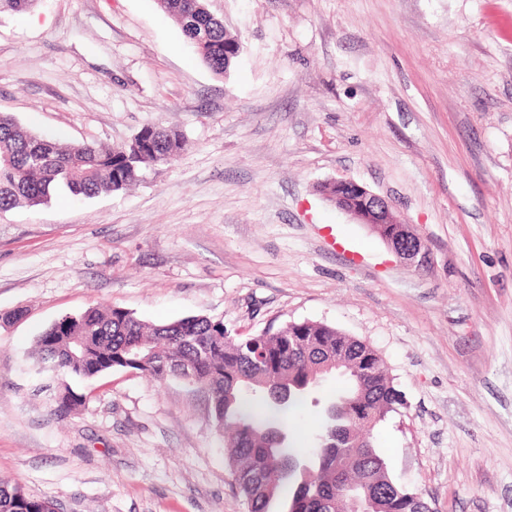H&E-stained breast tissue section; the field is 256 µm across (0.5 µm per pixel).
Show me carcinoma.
I'll list each match as a JSON object with an SVG mask.
<instances>
[{
    "instance_id": "cac0c4a2",
    "label": "carcinoma",
    "mask_w": 512,
    "mask_h": 512,
    "mask_svg": "<svg viewBox=\"0 0 512 512\" xmlns=\"http://www.w3.org/2000/svg\"><path fill=\"white\" fill-rule=\"evenodd\" d=\"M156 7L213 73H226L239 57L238 40L208 0H158ZM183 145L179 130L155 124L117 148L60 147L0 113V211L43 204L59 187L85 198L124 190L143 170L175 160ZM36 348L38 364L87 379L119 369L161 382L189 369L194 384L210 392L235 493L247 512H348L356 490L375 499L376 512H429L419 493L393 482L370 434L400 403V393L377 351L333 326L287 322L274 331L231 336L223 322L204 316L154 324L120 308L90 307L54 322ZM331 374L343 386L322 409L314 453L288 449L297 464L290 473L269 431L284 432L286 415ZM276 391L288 394V403L271 401ZM0 512H54V504L0 480Z\"/></svg>"
}]
</instances>
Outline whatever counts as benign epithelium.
I'll list each match as a JSON object with an SVG mask.
<instances>
[{
	"instance_id": "7a95c632",
	"label": "benign epithelium",
	"mask_w": 512,
	"mask_h": 512,
	"mask_svg": "<svg viewBox=\"0 0 512 512\" xmlns=\"http://www.w3.org/2000/svg\"><path fill=\"white\" fill-rule=\"evenodd\" d=\"M337 208L380 233L387 247L409 265L420 267L427 263L428 249L411 225L400 222L389 202L353 179L333 181Z\"/></svg>"
}]
</instances>
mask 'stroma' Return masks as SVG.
Masks as SVG:
<instances>
[{
    "label": "stroma",
    "mask_w": 512,
    "mask_h": 512,
    "mask_svg": "<svg viewBox=\"0 0 512 512\" xmlns=\"http://www.w3.org/2000/svg\"><path fill=\"white\" fill-rule=\"evenodd\" d=\"M209 9L242 45L221 76L154 0L0 12V113L62 144L186 140L128 190L0 212V479L56 512H246L201 393L37 365L46 328L101 305L369 342L403 400L373 432L391 478L434 512H512V0ZM340 178L429 263L328 202ZM333 186L323 187L336 195L331 197L337 208L353 216L359 224L378 231L387 247L409 265L423 266L429 258L422 238L410 224H403L392 210L389 202L353 179H337Z\"/></svg>",
    "instance_id": "1"
}]
</instances>
